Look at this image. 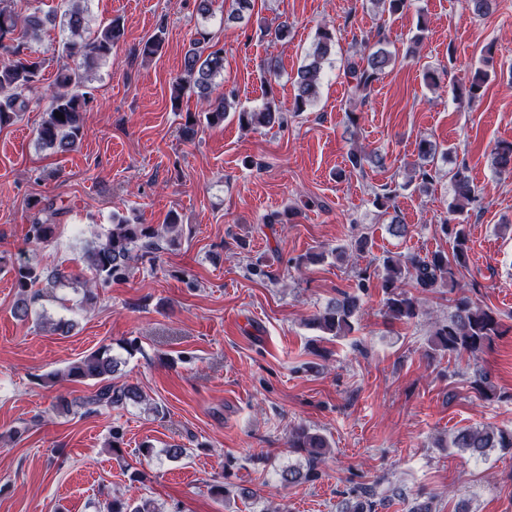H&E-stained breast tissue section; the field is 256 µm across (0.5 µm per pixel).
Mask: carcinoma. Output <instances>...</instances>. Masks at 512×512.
I'll list each match as a JSON object with an SVG mask.
<instances>
[{
	"mask_svg": "<svg viewBox=\"0 0 512 512\" xmlns=\"http://www.w3.org/2000/svg\"><path fill=\"white\" fill-rule=\"evenodd\" d=\"M67 9L63 14V27L68 36L62 42V53L73 62L58 70L54 85L56 91L44 117L36 130L37 140L45 147L57 153L72 151L83 135V112L87 111L92 98L85 91L91 73L112 54L124 35L120 21L115 19L106 26L90 31L86 12L81 5L83 0H65ZM225 21L233 22L253 9V0H226ZM410 0H372L381 11L395 15L409 7ZM53 23L48 16L34 12L20 18L5 9H0V50L8 59L0 61V126L20 118L31 104L39 103L33 97L41 78L42 63L36 58L20 56L4 41H16L36 37L47 25ZM335 45L333 30L324 26L318 29L312 48L307 55V63L298 69L294 87L292 112L306 111L317 98L321 73L325 62L332 55ZM368 53L359 54L358 59H350L345 64V74L352 79L353 92H367L373 85L389 74L392 57L384 48H375L369 42H363ZM484 67L474 71L468 82L456 89L457 97L470 100L480 96L488 79L486 67L492 64V56L483 59ZM224 73V49L211 44L210 34L200 31L192 40L184 55L183 74L171 85L172 105L177 107L186 98L194 96L202 105L201 114L210 125L224 122L231 103L224 96L213 95L215 79ZM62 113L64 119L56 117ZM237 120L244 127L264 126L280 128L287 125V116L277 107L275 100L269 98L257 110L241 109ZM448 155L446 149L423 140L418 145V161L412 164V175L401 188H408L413 181L420 180L419 188L425 189L433 181L432 169L437 167L438 159ZM350 169L364 171L367 166L381 167L384 158L376 151L353 148L348 154ZM493 168L501 175H512V141H502L493 150ZM453 185L454 197L448 206V218L441 224L443 234L453 238L452 254L434 251L424 256L419 254L386 256L379 266L382 273L385 299L384 316L397 321L411 322L419 315L417 298L410 292L414 288L420 292H437L453 282L455 270L466 266L468 261V233L466 225L457 220L467 205L473 200L474 190L465 168L448 171ZM397 189H386L382 193H373L372 205L382 214H390L388 231L402 237L407 234V225L401 223L395 209L394 200ZM34 211L27 230V240L36 245L50 242L58 229L56 217L60 209L49 197H36L29 202ZM160 232L152 227L126 217L112 216V224L105 239L89 241L83 249L81 262L83 271L74 279L59 270H43L27 263L13 268L14 288H16L13 315L21 321L29 320L32 305L42 297L46 288L70 287L82 292V306L93 309L99 301V290L114 282L129 278L132 262L139 255L152 254L155 239ZM373 240L367 232L360 233L348 246H336L312 253L297 261V265L320 263L332 256L340 261L348 252L362 255L372 249ZM360 310L359 294L347 291L330 299L324 309L314 315L311 322L323 333L340 338L351 332L353 321ZM502 322L499 314L489 307H480L472 303L469 297L461 296L454 301V309L448 319L435 324L429 342L433 353L468 354L476 357L483 353L493 338L500 335ZM120 361L111 354V349L101 347L84 358L71 363L61 372L49 376L53 380L65 377L72 381L91 379L96 390L84 401L87 412L92 413L99 407H119L127 404H144L155 416L164 414L163 407L150 402L141 388L132 383L118 385L112 382V376L118 371ZM470 387L483 399L492 400L497 396L495 386L488 371L483 368L474 370L470 377ZM288 447L306 453V469L290 467L282 472V481L296 483L314 481L321 476L320 466L328 447L326 438L313 433L303 425H297L288 433ZM448 447L459 448L473 455L482 456L489 448L512 450V430H494L492 428L466 427L457 430L448 442ZM387 501L374 499L369 489L355 491L349 498L338 504V512H379L386 508ZM106 512H158L153 500L112 499L105 503Z\"/></svg>",
	"mask_w": 512,
	"mask_h": 512,
	"instance_id": "cac0c4a2",
	"label": "carcinoma"
}]
</instances>
